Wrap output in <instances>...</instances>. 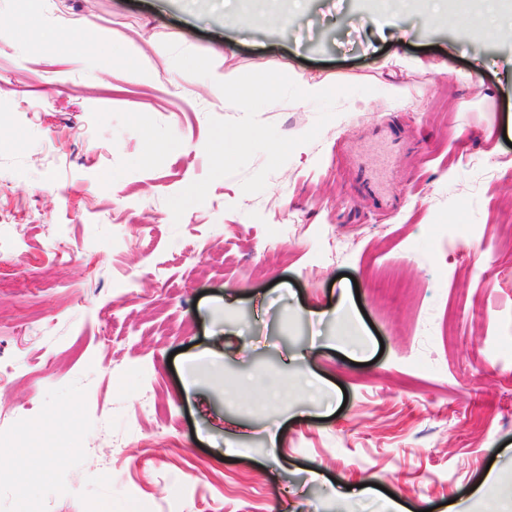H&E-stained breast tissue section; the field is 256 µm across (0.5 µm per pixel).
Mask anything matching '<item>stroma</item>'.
Returning a JSON list of instances; mask_svg holds the SVG:
<instances>
[{"instance_id":"obj_1","label":"stroma","mask_w":512,"mask_h":512,"mask_svg":"<svg viewBox=\"0 0 512 512\" xmlns=\"http://www.w3.org/2000/svg\"><path fill=\"white\" fill-rule=\"evenodd\" d=\"M465 13L492 23L460 39ZM510 21L512 0H0V280L34 284L0 296V512H512ZM168 41L218 75L373 91L261 193L223 177L177 221L210 118L242 112Z\"/></svg>"}]
</instances>
